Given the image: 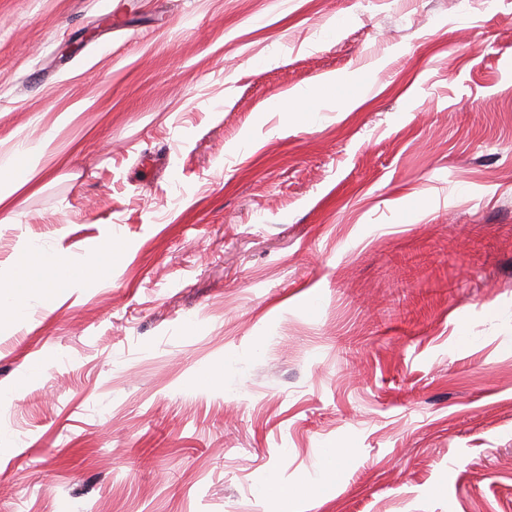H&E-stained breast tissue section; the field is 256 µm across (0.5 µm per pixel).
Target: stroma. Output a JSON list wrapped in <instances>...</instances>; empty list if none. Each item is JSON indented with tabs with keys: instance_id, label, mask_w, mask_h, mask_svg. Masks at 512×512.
Listing matches in <instances>:
<instances>
[{
	"instance_id": "35a3bbf8",
	"label": "stroma",
	"mask_w": 512,
	"mask_h": 512,
	"mask_svg": "<svg viewBox=\"0 0 512 512\" xmlns=\"http://www.w3.org/2000/svg\"><path fill=\"white\" fill-rule=\"evenodd\" d=\"M51 130L0 294L112 271L0 309V512H512V0H0ZM20 267L23 269L24 288H40L48 299L54 300L67 290L76 288L80 282L106 279L112 266L109 259L93 257L82 270L77 271L57 255L31 247L22 257Z\"/></svg>"
}]
</instances>
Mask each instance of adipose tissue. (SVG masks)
Segmentation results:
<instances>
[{
    "instance_id": "ef3b65f1",
    "label": "adipose tissue",
    "mask_w": 512,
    "mask_h": 512,
    "mask_svg": "<svg viewBox=\"0 0 512 512\" xmlns=\"http://www.w3.org/2000/svg\"><path fill=\"white\" fill-rule=\"evenodd\" d=\"M23 270V287L11 297L12 307L23 302L24 291L28 288L41 289L48 299H55L79 283L106 279L111 272V264L101 257L91 258L82 270L66 265L52 253L38 248H29L20 261Z\"/></svg>"
}]
</instances>
